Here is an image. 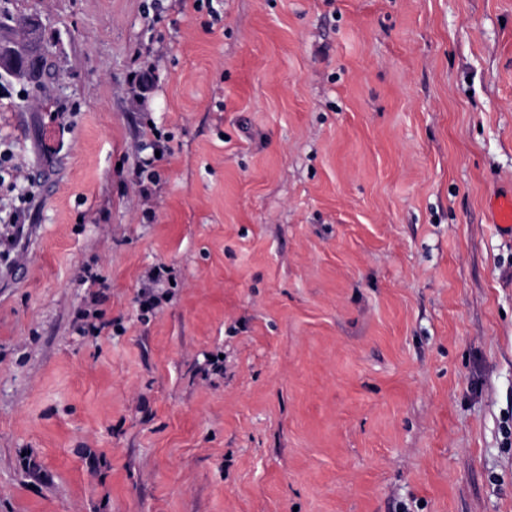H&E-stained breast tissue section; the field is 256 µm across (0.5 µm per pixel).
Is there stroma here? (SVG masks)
Masks as SVG:
<instances>
[{"instance_id": "stroma-1", "label": "stroma", "mask_w": 512, "mask_h": 512, "mask_svg": "<svg viewBox=\"0 0 512 512\" xmlns=\"http://www.w3.org/2000/svg\"><path fill=\"white\" fill-rule=\"evenodd\" d=\"M8 8L52 54L0 100L40 194L0 275V512H512V239L485 205L512 191V0ZM151 132H152L154 139L150 142L149 146H146L145 148H143L142 151L149 148L152 150V154L149 157H144V158L140 157V160L138 162V177H139L138 185L140 186L139 192H140V196L142 197L145 205L149 204V201L151 200V198L155 192L153 190H151L147 185L146 186L143 185L144 182L141 179V176L143 174L147 173V177H148L150 183L155 185L157 180H156L155 174L153 173L154 164L156 161L162 160L165 156V153L169 150V148L166 144V140H164V137H163L161 131H159V129H157V128L152 127ZM155 151L160 152L159 157L155 156ZM163 269L154 267L144 281L143 290L140 295V310L142 316L152 312L160 304V296L154 292V288H160Z\"/></svg>"}]
</instances>
